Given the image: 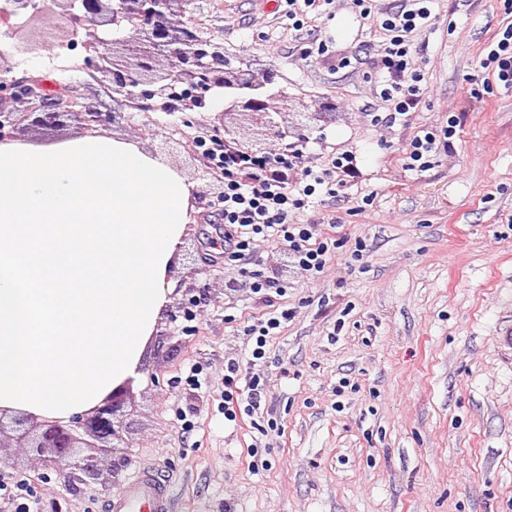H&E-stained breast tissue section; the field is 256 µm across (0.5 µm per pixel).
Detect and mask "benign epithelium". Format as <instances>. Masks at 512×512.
Returning <instances> with one entry per match:
<instances>
[{"mask_svg":"<svg viewBox=\"0 0 512 512\" xmlns=\"http://www.w3.org/2000/svg\"><path fill=\"white\" fill-rule=\"evenodd\" d=\"M194 0H9L0 14L7 25L4 36L16 31L8 25L10 18L29 11L44 17L55 15L54 7L63 8L69 25L77 28L110 25L128 33L123 40L126 53L102 52V41L95 38L85 43L86 64L111 75L112 99L118 103L132 102L142 110L155 107L193 110L205 105L206 95L213 89L233 92L225 97L223 116L239 114L264 129V137L244 142L238 131L224 125V142L240 154L260 159L268 165L270 174L286 178L288 162L280 154L281 144L290 137H302L317 113H301L299 119L288 122L281 108L274 105L280 95L267 86L273 76L263 80L248 78L233 69L224 59V47L212 37L202 36L182 20L174 21L173 6L185 13ZM169 56L168 68L159 67V57ZM9 70L0 67V141L10 137L5 127L14 125V117L22 114L38 126H54L66 116L89 126L115 120L111 110L83 112L62 100L60 94H48L36 78L18 81L8 77ZM130 381L116 385L112 391L88 412L69 420L40 418L31 414L8 416L0 409V447H4L5 418L18 432L17 439L36 449L35 464L45 469H60L68 484L88 485L101 476V457L114 454L124 447L117 413L125 403Z\"/></svg>","mask_w":512,"mask_h":512,"instance_id":"1","label":"benign epithelium"}]
</instances>
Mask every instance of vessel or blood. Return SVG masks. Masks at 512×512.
<instances>
[{"label": "vessel or blood", "mask_w": 512, "mask_h": 512, "mask_svg": "<svg viewBox=\"0 0 512 512\" xmlns=\"http://www.w3.org/2000/svg\"><path fill=\"white\" fill-rule=\"evenodd\" d=\"M108 512H173L169 480L152 468H144L109 500Z\"/></svg>", "instance_id": "b4317fda"}]
</instances>
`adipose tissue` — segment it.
Masks as SVG:
<instances>
[{
    "mask_svg": "<svg viewBox=\"0 0 512 512\" xmlns=\"http://www.w3.org/2000/svg\"><path fill=\"white\" fill-rule=\"evenodd\" d=\"M194 213L138 143L0 142V409L68 418L135 373Z\"/></svg>",
    "mask_w": 512,
    "mask_h": 512,
    "instance_id": "1",
    "label": "adipose tissue"
}]
</instances>
